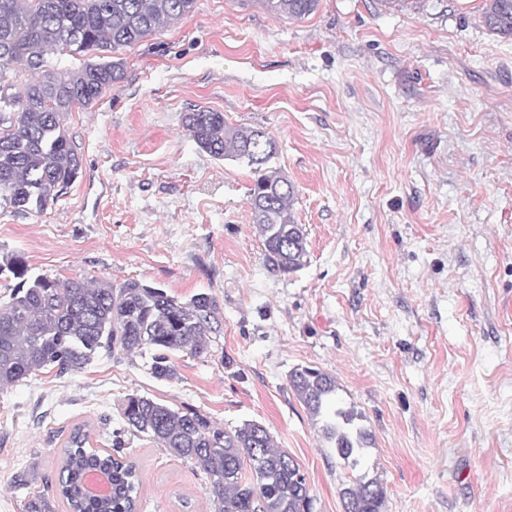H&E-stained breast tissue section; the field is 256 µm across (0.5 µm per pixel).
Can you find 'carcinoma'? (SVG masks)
Returning a JSON list of instances; mask_svg holds the SVG:
<instances>
[{
	"label": "carcinoma",
	"mask_w": 512,
	"mask_h": 512,
	"mask_svg": "<svg viewBox=\"0 0 512 512\" xmlns=\"http://www.w3.org/2000/svg\"><path fill=\"white\" fill-rule=\"evenodd\" d=\"M270 14L301 20L320 0H260ZM195 0H0V208L16 216L40 213L79 175L81 159L61 128L75 107H87L119 82L131 47L194 10ZM484 25L512 37V0H487ZM27 76L24 91L16 86ZM184 127L212 157L246 164L253 223L264 244V265L274 275L300 270L306 242L293 215L294 188L272 165L277 144L264 131L231 127L224 113L199 107ZM0 277L17 279L0 300V388L40 370L79 371L102 351L151 353V375L178 378V353L207 355L224 334L220 303L211 293L187 298L129 279L97 280L34 275L16 257L0 263ZM289 385L310 414L325 447L339 464L356 470L373 445L372 432L339 406L336 379L298 367ZM123 419L170 454L200 466L210 482L214 512H313L306 477L260 423L227 430L195 410L180 411L130 395ZM108 471L112 494L88 496L84 474ZM140 471L130 461L93 447L90 432L75 427L66 442L57 491L69 512H136ZM345 512H384L386 488L359 475L342 484Z\"/></svg>",
	"instance_id": "cac0c4a2"
}]
</instances>
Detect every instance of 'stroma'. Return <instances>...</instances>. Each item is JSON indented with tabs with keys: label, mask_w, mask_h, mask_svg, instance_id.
Instances as JSON below:
<instances>
[{
	"label": "stroma",
	"mask_w": 512,
	"mask_h": 512,
	"mask_svg": "<svg viewBox=\"0 0 512 512\" xmlns=\"http://www.w3.org/2000/svg\"><path fill=\"white\" fill-rule=\"evenodd\" d=\"M485 0H320L271 16L259 0H196L176 24L120 50L123 80L64 126L78 178L39 214L0 210V262L32 273L136 279L222 305L213 354H99L0 389V512H51L63 448L95 447L142 475L138 512H212L194 461L126 433L130 395L227 429L267 427L303 469L314 512H344L349 473L289 386L333 375L375 435L361 471L385 512H512V38ZM204 107L276 139L295 187L305 266L275 276L249 204L246 164L184 129Z\"/></svg>",
	"instance_id": "stroma-1"
}]
</instances>
